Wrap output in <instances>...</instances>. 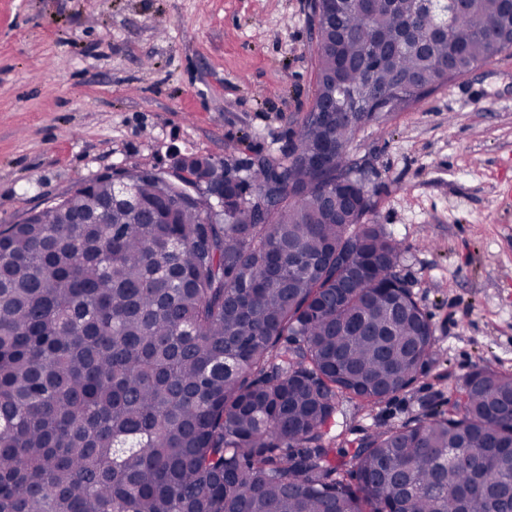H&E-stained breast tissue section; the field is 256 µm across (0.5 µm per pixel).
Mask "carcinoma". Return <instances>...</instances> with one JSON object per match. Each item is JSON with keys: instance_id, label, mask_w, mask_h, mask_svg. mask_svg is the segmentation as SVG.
<instances>
[{"instance_id": "cac0c4a2", "label": "carcinoma", "mask_w": 512, "mask_h": 512, "mask_svg": "<svg viewBox=\"0 0 512 512\" xmlns=\"http://www.w3.org/2000/svg\"><path fill=\"white\" fill-rule=\"evenodd\" d=\"M343 24L316 35L314 101L340 79L355 125L307 115L283 161L191 167L163 197L124 168L0 227V512H512V375L477 367L460 415L339 458L329 436L434 352L349 144L511 48L512 22L499 0L449 19L400 0ZM115 181L172 223L105 208Z\"/></svg>"}]
</instances>
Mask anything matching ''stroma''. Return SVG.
<instances>
[{"mask_svg":"<svg viewBox=\"0 0 512 512\" xmlns=\"http://www.w3.org/2000/svg\"><path fill=\"white\" fill-rule=\"evenodd\" d=\"M310 0H0V225L107 169L285 158L315 89ZM434 354L406 391L344 401L336 447L457 414L512 373V48L352 144Z\"/></svg>","mask_w":512,"mask_h":512,"instance_id":"1","label":"stroma"}]
</instances>
